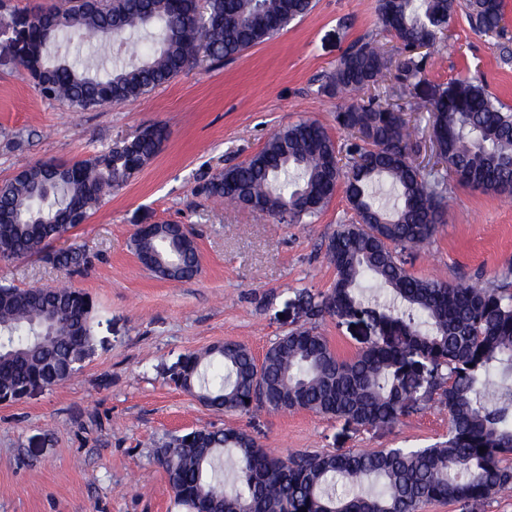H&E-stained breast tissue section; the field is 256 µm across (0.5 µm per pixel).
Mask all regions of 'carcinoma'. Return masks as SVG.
Returning a JSON list of instances; mask_svg holds the SVG:
<instances>
[{"mask_svg":"<svg viewBox=\"0 0 512 512\" xmlns=\"http://www.w3.org/2000/svg\"><path fill=\"white\" fill-rule=\"evenodd\" d=\"M313 8L312 0H60L37 13L0 12V65L27 71L39 94L76 112L134 101L186 67L234 58L284 30ZM454 0H383L379 23L402 55L396 80L407 87L425 77L412 50L435 45L448 28ZM475 34L500 35L501 0H467ZM143 32L153 39L145 57L110 69H79L47 56L60 33L102 47ZM392 56L370 39L348 51L329 87L355 95L337 123L367 144L351 168L338 165L335 142L314 120L276 131L248 161L218 173L205 192L228 204L290 224H309L345 184L358 221L327 245L336 282L310 298L313 317L363 314L376 336L341 360L313 327L279 338L256 362L246 345L224 342L180 361L176 386L226 414L308 410L362 427L392 424L440 392L448 437L426 448L304 452L286 458L261 448L237 429L200 428L157 443L176 502L187 512H419L429 502L467 509L512 490V396L497 392L493 374L512 370V282L495 286L418 278L400 251L430 243L441 223L448 177L495 194L512 195V108L483 84L454 81L439 96L395 108L366 100L386 76ZM427 112L438 162L415 163L420 128L406 112ZM166 137L148 126L132 139L75 162L29 164L0 184V261L36 256L80 275L95 263L83 246L52 243L87 221L105 194L123 187ZM381 181L396 191L391 208L371 201ZM138 259L171 281L197 275L200 257L183 224H157L135 233ZM387 289L388 303L364 300L360 285ZM86 295L71 287L19 288L0 283V390L17 394L59 385L77 371L91 342ZM430 366L426 387L408 383L417 365ZM485 448L480 452L479 448ZM233 477L224 481V461Z\"/></svg>","mask_w":512,"mask_h":512,"instance_id":"1","label":"carcinoma"}]
</instances>
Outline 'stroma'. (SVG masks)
Returning <instances> with one entry per match:
<instances>
[{"mask_svg":"<svg viewBox=\"0 0 512 512\" xmlns=\"http://www.w3.org/2000/svg\"><path fill=\"white\" fill-rule=\"evenodd\" d=\"M379 2L315 0L305 17L234 60L191 66L138 100L89 112L44 99L22 70L0 68V183L22 165L85 159L150 125L167 133L160 152L65 236L99 256L84 276L35 257L0 262V282L67 285L92 303V342L72 379L0 404V512H185L154 448L165 435L198 428L242 430L284 457L420 448L447 435L448 412L435 397L396 423L364 428L304 410L218 414L172 381L186 353L239 341L260 359L304 324L344 358L372 341L367 319L309 312L310 297L335 279L329 239L356 221L344 191L313 223L286 224L215 202L202 188L302 119L317 120L347 148L352 136L336 114L349 98L324 86L350 47L380 35ZM503 12V36L481 37L465 0H456L444 38L426 52L425 80L402 90L389 79L372 96L383 104L426 100L451 81L479 79L512 107V0H503ZM168 223L194 230L200 269L191 280L162 279L134 253L138 227ZM403 259L421 278L499 283L512 268V195L449 180L430 245Z\"/></svg>","mask_w":512,"mask_h":512,"instance_id":"35a3bbf8","label":"stroma"}]
</instances>
